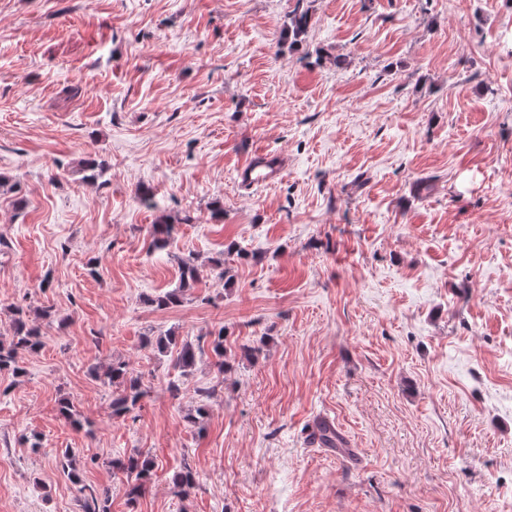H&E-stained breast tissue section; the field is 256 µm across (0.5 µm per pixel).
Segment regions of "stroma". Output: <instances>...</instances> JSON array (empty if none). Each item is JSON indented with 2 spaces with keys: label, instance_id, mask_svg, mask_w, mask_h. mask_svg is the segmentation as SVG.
<instances>
[{
  "label": "stroma",
  "instance_id": "obj_1",
  "mask_svg": "<svg viewBox=\"0 0 512 512\" xmlns=\"http://www.w3.org/2000/svg\"><path fill=\"white\" fill-rule=\"evenodd\" d=\"M258 149L286 170L252 189ZM0 173V340L52 310L0 373V512H507L512 0H0ZM169 330L227 370L174 376ZM116 359L149 390L120 417ZM310 22L311 15L309 10L300 8L299 3L288 17V22L282 33L283 40L289 42L294 47L299 46L307 34ZM198 276L199 270L198 266L195 264V259L188 256L181 262V280L179 287L172 292L159 295L153 300V303H155L159 309H166L178 305L181 303L182 292L187 288H191L193 284L197 282ZM12 339L9 343L0 341V371H11L15 375L24 373L20 366L18 350L36 351L41 345V328L36 321L29 320V314L15 309ZM153 462L149 459L141 457H129L127 460L118 459L112 463V467L118 472L129 475L134 474L136 478L141 481H146L150 478Z\"/></svg>",
  "mask_w": 512,
  "mask_h": 512
}]
</instances>
